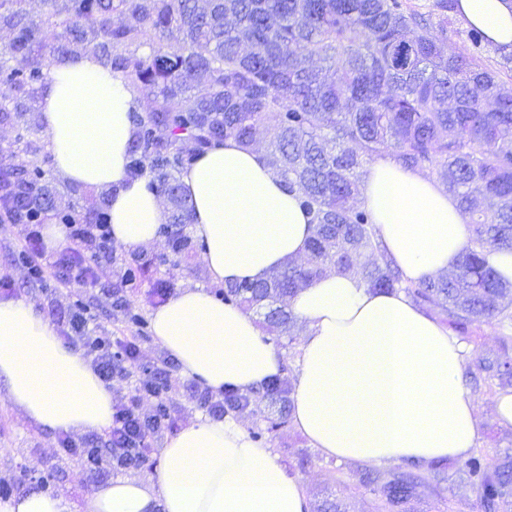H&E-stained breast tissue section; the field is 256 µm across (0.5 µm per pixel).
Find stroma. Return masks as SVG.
<instances>
[{
	"label": "stroma",
	"instance_id": "35a3bbf8",
	"mask_svg": "<svg viewBox=\"0 0 512 512\" xmlns=\"http://www.w3.org/2000/svg\"><path fill=\"white\" fill-rule=\"evenodd\" d=\"M44 142L42 129H34L22 136L18 127L0 121V154L7 164L16 169L29 167L35 158L50 159L49 151L31 154L26 140ZM24 227L0 221V278H9L13 289H0V299L23 298L44 314L57 333H64L70 310L75 301H82L88 316L100 329L116 336L132 337L138 347L137 372H150L160 366L167 352L152 335L149 321L156 305L152 290L158 282H166L173 292L200 287L217 292L205 268L200 253L186 258L170 255L166 238H159L150 247H127L113 244L111 257L102 259L97 267L94 285L59 287L53 276L41 280L28 279L25 268L18 261ZM504 330L498 320L492 319L474 325L464 342L468 353L464 368H474L478 358L500 357L512 362V345L503 346ZM171 388L168 404L169 423L158 436L149 440L145 458L135 473L142 478L154 477L161 463V450L167 438L192 422L202 412L197 402L198 382L180 374L179 366L168 373ZM469 391L479 407L480 439L475 448L486 461L493 462L512 456V426L500 424L491 414L498 394L496 387L482 382L470 386ZM250 405L241 411L230 412L229 417L240 422L247 431L265 430V442L271 448L278 464L287 475L303 480L311 505L323 500L340 502L345 512H378L377 495L359 482L360 463L339 461L326 457L311 448L308 440L293 424H285L274 432H267L269 421L277 416L263 393L249 397ZM48 473L52 481L49 493L81 503L92 488L115 479L109 469L91 471L78 457L66 454L59 446L56 433L32 425L7 400H0V479L13 480L22 491L39 488V477ZM397 512H485L479 495L468 478L463 462L451 460L449 466L435 477L419 485L413 498Z\"/></svg>",
	"mask_w": 512,
	"mask_h": 512
}]
</instances>
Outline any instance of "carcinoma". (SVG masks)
<instances>
[{"instance_id": "obj_1", "label": "carcinoma", "mask_w": 512, "mask_h": 512, "mask_svg": "<svg viewBox=\"0 0 512 512\" xmlns=\"http://www.w3.org/2000/svg\"><path fill=\"white\" fill-rule=\"evenodd\" d=\"M21 2L0 0V27L12 34L7 53L40 49L57 59L77 44L155 100L147 115H134L128 167L168 197L161 232L180 253L194 246L179 228L191 223L181 173L229 138L253 146L256 131L273 124L268 161L311 215L309 261L290 262L264 281L229 284L219 293L224 302L265 308L267 322L286 332L291 298L334 266L373 291L398 288L416 302H439L459 335L512 318V283L484 260L489 249H512V85L456 52L448 38L453 0H436L437 12L428 14L403 0H49L38 21ZM116 11L126 23H112ZM155 37H172L177 47L126 54ZM314 59L330 64L333 80L310 65ZM44 80L40 70L1 63L0 120L34 124ZM201 83L207 93L193 94ZM382 153L434 172L471 215L469 246L452 275L406 285L385 254L371 214L356 201L368 160ZM57 194L38 163L22 171L0 163V215L13 223L42 219ZM109 196L102 192V207L82 222L108 223ZM366 250L376 254L370 264L361 263ZM477 370L512 387L508 361L481 358ZM264 392L280 411L292 407V388ZM463 466L485 512L512 498L511 456L492 465L472 456ZM425 480L414 464L366 467L359 476L379 494L382 512L406 504Z\"/></svg>"}]
</instances>
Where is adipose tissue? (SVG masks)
<instances>
[{
  "instance_id": "1",
  "label": "adipose tissue",
  "mask_w": 512,
  "mask_h": 512,
  "mask_svg": "<svg viewBox=\"0 0 512 512\" xmlns=\"http://www.w3.org/2000/svg\"><path fill=\"white\" fill-rule=\"evenodd\" d=\"M457 14L512 51V0H459ZM38 96L56 175L111 191L115 242L153 244L168 215L149 177L128 173L140 109L132 79L92 55H72L55 60ZM180 185L214 283L262 281L306 255L309 217L263 149L226 140L182 172ZM360 204L404 283L454 268L469 244L455 198L393 156L368 165ZM290 308L306 325L292 420L312 447L374 465L462 458L476 447V405L462 379L465 346L403 291H372L356 275L330 272L300 289ZM151 328L182 374L216 394L229 385L253 393L284 367L250 313L203 288L170 297L153 311ZM0 381L11 404L40 428L103 434L112 425L111 390L21 298L0 300ZM162 457L154 484L116 478L78 507L30 490L0 502V512H310L301 481L235 421L198 417Z\"/></svg>"
}]
</instances>
